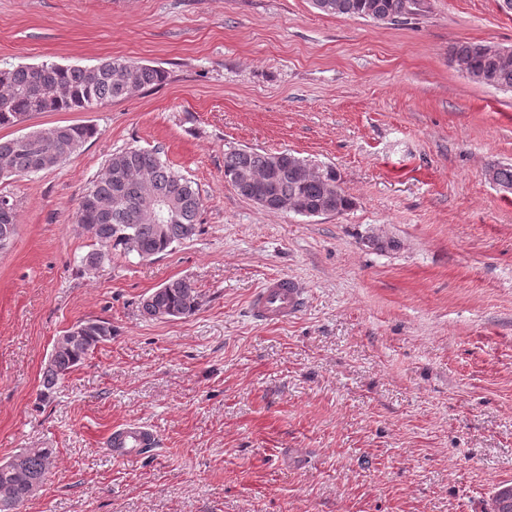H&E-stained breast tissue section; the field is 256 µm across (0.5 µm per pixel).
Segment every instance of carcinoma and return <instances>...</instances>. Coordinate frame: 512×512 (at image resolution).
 I'll return each mask as SVG.
<instances>
[{
	"label": "carcinoma",
	"instance_id": "carcinoma-1",
	"mask_svg": "<svg viewBox=\"0 0 512 512\" xmlns=\"http://www.w3.org/2000/svg\"><path fill=\"white\" fill-rule=\"evenodd\" d=\"M321 13L336 17H356L376 23H393L424 11V0H311ZM493 44L458 41L450 54L475 76L487 78L484 85L512 91V66L493 65ZM163 69L147 64L102 61L94 66L70 67L58 64L16 66L0 69V126H12L36 112L90 111L106 102L126 97L130 87L144 89L162 84ZM97 129L90 124L59 125L53 137L54 156L45 159L48 149L31 140L32 133L0 138V164L12 175L21 176L48 170L76 153ZM307 161L293 153H261L233 149L224 153V177L236 192L259 207L270 210L264 201L268 193L279 199L302 204L306 215L321 216L328 211L339 215L352 207L347 195L328 196L327 186L336 181V171L324 169L323 177L301 178ZM501 187L512 190V165L488 169ZM0 241L12 240L18 224L13 202L0 196ZM203 201L193 182L161 159L160 152L128 147L111 155L105 173L93 181L82 196L76 223L83 225L104 247L127 254H163L200 232L199 215ZM199 306L192 283L177 278L143 298V314L151 319L189 315ZM112 337L109 322L92 319L73 340L65 338L51 354L40 380V399L50 398L61 380L81 364L100 344ZM51 448H25L22 464L0 470V503H25L32 480L45 476ZM492 512H512V487L496 488Z\"/></svg>",
	"mask_w": 512,
	"mask_h": 512
}]
</instances>
